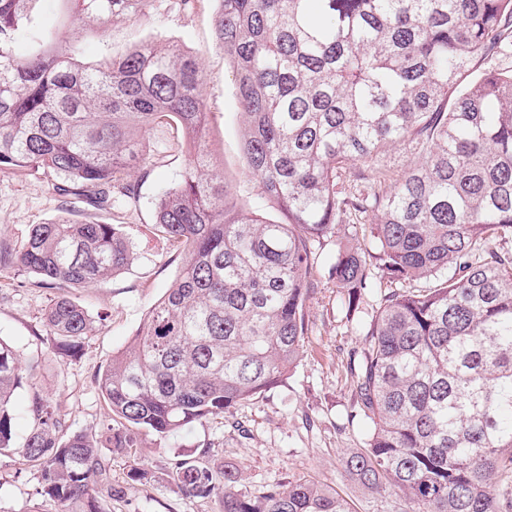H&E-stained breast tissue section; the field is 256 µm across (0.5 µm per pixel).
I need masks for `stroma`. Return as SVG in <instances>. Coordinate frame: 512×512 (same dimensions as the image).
Wrapping results in <instances>:
<instances>
[{"instance_id":"35a3bbf8","label":"stroma","mask_w":512,"mask_h":512,"mask_svg":"<svg viewBox=\"0 0 512 512\" xmlns=\"http://www.w3.org/2000/svg\"><path fill=\"white\" fill-rule=\"evenodd\" d=\"M74 8V0H36L33 13L39 30L68 32L82 62L118 58L141 42L162 39L181 42L198 57L208 112L205 140L212 160L223 169L240 211H262L277 219L276 211L265 209L260 183L242 151L236 82L229 59L213 37L215 0H194L188 9L179 0H155L145 15L114 21L102 30L74 25ZM154 141L156 153L150 163L132 172L137 196L118 199L108 211L62 196L42 175L0 169V239H24L31 225L59 218L79 224L114 221L133 247L135 259L123 273L91 288L69 289V298L95 320L93 332L74 358L53 353V340L43 326L56 291L35 287L28 277L0 268V340L14 348L21 363L40 362L39 385L76 431L98 435L105 430L110 410L94 377L144 323L182 261L180 251L154 229L155 202L181 179L188 156L173 127L157 131ZM348 239L342 226L316 249L317 289L305 309L304 350L286 381L238 405L231 414L176 434L161 438L140 432L136 459L113 450L107 460L112 482L123 494L109 502L110 512H221L218 497L184 492L174 471L175 461L182 459L212 468L235 464L242 487L254 492L309 476L349 497L356 512H398L395 497L358 485L343 465L349 450L363 445L351 371L367 347L369 326L381 302L380 289L370 288L354 311H346L329 282V266ZM134 463L148 472L147 481L129 479ZM58 510L40 495L36 467L16 453L0 456V512Z\"/></svg>"}]
</instances>
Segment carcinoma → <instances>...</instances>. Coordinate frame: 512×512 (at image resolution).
I'll list each match as a JSON object with an SVG mask.
<instances>
[{
	"instance_id": "obj_1",
	"label": "carcinoma",
	"mask_w": 512,
	"mask_h": 512,
	"mask_svg": "<svg viewBox=\"0 0 512 512\" xmlns=\"http://www.w3.org/2000/svg\"><path fill=\"white\" fill-rule=\"evenodd\" d=\"M35 0H0V169L34 171L60 192L109 209L133 198L134 168L157 127L175 123L191 160L159 198L157 231L184 254L127 347L95 378L114 424L98 439L65 419L0 340V456L39 468L62 512H111L119 496L103 448L138 447L224 416L288 378L302 353L316 246L359 224L328 280L352 310L382 288L353 386L365 447L345 468L404 512H512V0H217L216 45L234 68L242 149L269 208L241 215L205 150L199 61L149 42L85 65L34 28ZM76 20L106 26L153 0H75ZM29 34L43 45L18 57ZM417 160L395 175L387 154ZM118 224H34L0 240V267L61 291L45 313L60 355L94 320L63 291L123 271ZM453 274H448V269ZM426 280L429 286L410 287ZM28 385L27 404L13 396ZM29 421L16 438L19 415ZM182 487L222 512H353L306 477L252 493L239 468L175 463Z\"/></svg>"
}]
</instances>
